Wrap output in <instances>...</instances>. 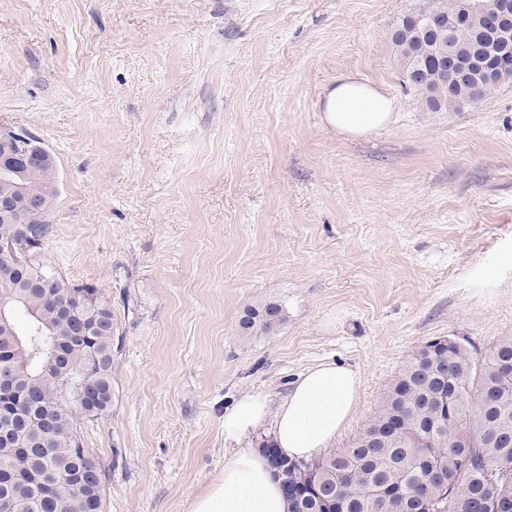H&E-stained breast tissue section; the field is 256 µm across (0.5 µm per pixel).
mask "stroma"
Returning <instances> with one entry per match:
<instances>
[{
  "label": "stroma",
  "instance_id": "1",
  "mask_svg": "<svg viewBox=\"0 0 512 512\" xmlns=\"http://www.w3.org/2000/svg\"><path fill=\"white\" fill-rule=\"evenodd\" d=\"M423 3L0 0V124L56 163L46 257L112 308V405L78 427L106 512H190L243 395L353 368L343 449L427 342L512 337V83L428 111L391 41ZM346 73L398 102L364 140L322 124ZM284 320L282 307L275 302H266L254 310L247 311L241 320V329L251 336H270Z\"/></svg>",
  "mask_w": 512,
  "mask_h": 512
}]
</instances>
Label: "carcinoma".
Returning a JSON list of instances; mask_svg holds the SVG:
<instances>
[{
  "label": "carcinoma",
  "instance_id": "1",
  "mask_svg": "<svg viewBox=\"0 0 512 512\" xmlns=\"http://www.w3.org/2000/svg\"><path fill=\"white\" fill-rule=\"evenodd\" d=\"M457 8L445 0H427L417 11L445 15ZM397 29L394 49L404 88L432 112L466 107L475 70L462 72L452 87L434 82L438 59L430 51L433 34L407 36L401 23ZM455 39L472 45L478 55L500 53L496 37L478 29H457ZM412 53L419 59L416 70L409 63ZM25 180L32 191L50 188L52 196L58 195L53 164L26 168ZM52 228L48 215L28 210L8 222L0 220V242L14 247V254H0V304L8 317V325L0 324V339L16 333L23 340L12 367L24 385L44 397L41 406L12 401L21 412L12 435L30 448L26 465L35 479L0 488V500L10 501L0 512H105L106 477L88 472L92 457L77 426L112 405V309L94 288L65 282L48 264ZM58 296L79 311L92 335L83 347L55 362L47 346L37 350L35 343L45 336H70L69 324L52 318L49 300ZM283 322L282 307L267 302L245 314L241 329L251 336H270ZM511 363L512 338L501 340L486 356L461 343L431 341L388 387L375 419L350 447L325 458L290 460L277 477L313 488L303 512H323L324 498L337 500L341 512H414L410 498L394 507L385 498L382 486L394 482L412 493H426L437 512H472L484 500L512 497V375L505 370ZM81 384L98 390L92 414L75 399ZM43 416L54 422L48 434L31 425ZM421 454L431 456L455 485L433 483L419 462ZM45 480L54 488L48 497L41 496Z\"/></svg>",
  "mask_w": 512,
  "mask_h": 512
}]
</instances>
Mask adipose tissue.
Wrapping results in <instances>:
<instances>
[{"label": "adipose tissue", "mask_w": 512, "mask_h": 512, "mask_svg": "<svg viewBox=\"0 0 512 512\" xmlns=\"http://www.w3.org/2000/svg\"><path fill=\"white\" fill-rule=\"evenodd\" d=\"M326 128L346 139H364L395 118V98L365 77L340 76L319 101ZM360 376L352 368L325 363L307 369L288 396L272 404L263 394H247L224 411V438L239 441L274 422L275 446L285 457L307 458L329 447L349 423L358 403ZM280 482L265 456L237 449L224 472L191 504V512H286Z\"/></svg>", "instance_id": "1"}]
</instances>
